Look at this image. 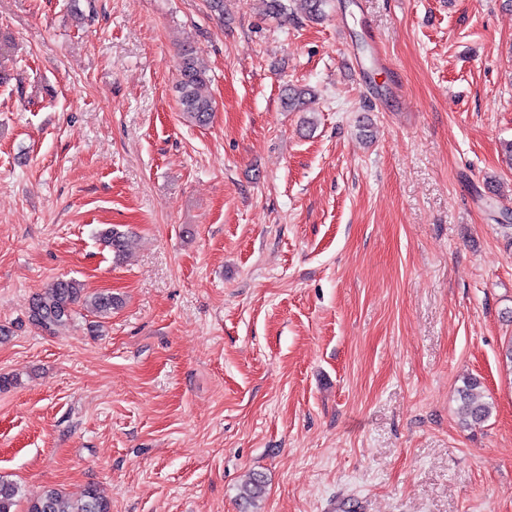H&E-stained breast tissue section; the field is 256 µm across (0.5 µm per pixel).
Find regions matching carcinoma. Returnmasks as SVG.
<instances>
[{
    "label": "carcinoma",
    "instance_id": "carcinoma-1",
    "mask_svg": "<svg viewBox=\"0 0 512 512\" xmlns=\"http://www.w3.org/2000/svg\"><path fill=\"white\" fill-rule=\"evenodd\" d=\"M304 12L312 20L320 21L326 16L329 0H303ZM179 79L176 84L181 112L192 123L205 126L213 116L212 98L204 92L207 85L205 73L197 66L194 52L187 49L178 64ZM306 89L294 85L285 88L283 104L288 111H301L306 105ZM105 246L109 247L115 259L126 256L127 235L117 229L102 234ZM81 301L80 284L72 279H56L36 293L29 304L28 320L31 324L50 334L65 325L75 313V306ZM122 301L110 292H102L89 301L92 311L108 316ZM493 402L485 395L481 382L476 378L463 381L457 390V414L465 428L479 426L487 421L493 412ZM265 493L264 476L253 473L240 486L238 498L243 512H254L257 503ZM19 488L0 476V512H16ZM27 512H111L110 501L95 486H90L82 498L68 502L58 489L48 487L37 499L30 502Z\"/></svg>",
    "mask_w": 512,
    "mask_h": 512
}]
</instances>
